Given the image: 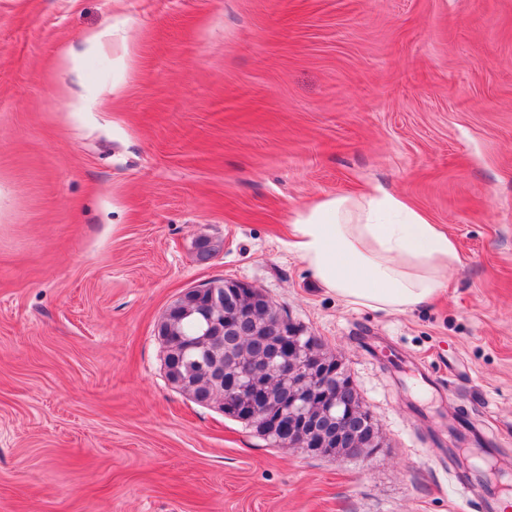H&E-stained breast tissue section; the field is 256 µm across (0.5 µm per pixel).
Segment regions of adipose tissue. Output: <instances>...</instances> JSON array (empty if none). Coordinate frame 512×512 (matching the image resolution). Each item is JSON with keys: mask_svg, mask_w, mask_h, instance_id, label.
I'll use <instances>...</instances> for the list:
<instances>
[{"mask_svg": "<svg viewBox=\"0 0 512 512\" xmlns=\"http://www.w3.org/2000/svg\"><path fill=\"white\" fill-rule=\"evenodd\" d=\"M288 248L346 305L402 312L429 302L461 262L455 239L382 187L321 197L293 211Z\"/></svg>", "mask_w": 512, "mask_h": 512, "instance_id": "ef3b65f1", "label": "adipose tissue"}]
</instances>
